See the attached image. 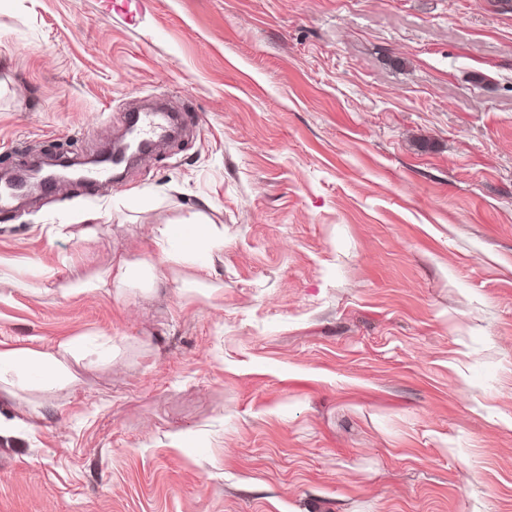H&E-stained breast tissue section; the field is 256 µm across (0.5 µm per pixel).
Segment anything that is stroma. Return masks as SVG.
I'll list each match as a JSON object with an SVG mask.
<instances>
[{
  "label": "stroma",
  "instance_id": "stroma-1",
  "mask_svg": "<svg viewBox=\"0 0 512 512\" xmlns=\"http://www.w3.org/2000/svg\"><path fill=\"white\" fill-rule=\"evenodd\" d=\"M156 102L119 184L0 212V342L111 349L0 396V512H512V0H0L1 165ZM155 245L164 261L191 262L210 275L212 253L224 246V231L216 224H169L159 229ZM133 272V264L121 261L117 264L116 268H112L106 277H98L95 280H78L73 284L74 289L79 292H103L106 294L112 293V288L115 292H119L130 279Z\"/></svg>",
  "mask_w": 512,
  "mask_h": 512
}]
</instances>
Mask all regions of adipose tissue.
Segmentation results:
<instances>
[{
	"label": "adipose tissue",
	"mask_w": 512,
	"mask_h": 512,
	"mask_svg": "<svg viewBox=\"0 0 512 512\" xmlns=\"http://www.w3.org/2000/svg\"><path fill=\"white\" fill-rule=\"evenodd\" d=\"M155 244L163 260L189 262L200 272H210L212 253L224 245V233L214 224L167 225ZM82 339L61 342L54 350L0 346V383L11 387L70 385L75 377L71 358L84 352Z\"/></svg>",
	"instance_id": "adipose-tissue-1"
}]
</instances>
